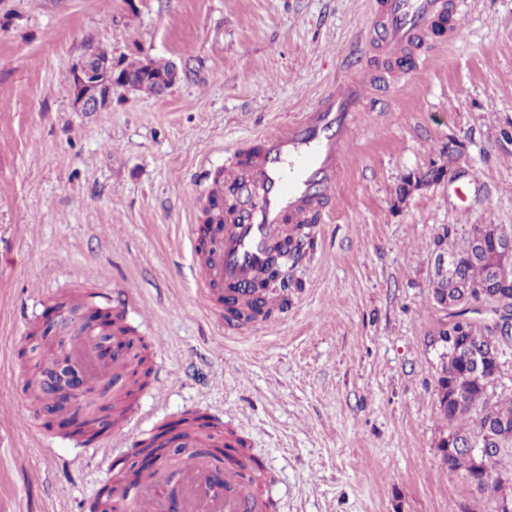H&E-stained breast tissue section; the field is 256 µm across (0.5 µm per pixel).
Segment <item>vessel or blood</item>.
Returning a JSON list of instances; mask_svg holds the SVG:
<instances>
[{
  "instance_id": "obj_1",
  "label": "vessel or blood",
  "mask_w": 512,
  "mask_h": 512,
  "mask_svg": "<svg viewBox=\"0 0 512 512\" xmlns=\"http://www.w3.org/2000/svg\"><path fill=\"white\" fill-rule=\"evenodd\" d=\"M466 4L467 0H375L385 60L398 58L435 23L463 14ZM364 106L360 83L339 82L311 112L262 137L260 151L246 167H239L236 156H228L224 179L212 182L211 195L221 197L225 187L243 184L255 197L248 217L233 213L226 223L213 225L201 257L198 293L216 324H223L224 304L229 301L246 323L256 328L269 325L270 314L281 306L282 291H265L263 311L256 314L248 286L262 275L269 249L284 242L290 229L323 217ZM70 354L85 367L89 386L97 387L100 373L92 338L77 336ZM224 445L223 476H216L206 459L187 462L175 495L160 470L137 473V512H265L262 472L243 465L242 450L234 440L225 439Z\"/></svg>"
}]
</instances>
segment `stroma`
I'll use <instances>...</instances> for the list:
<instances>
[{"label": "stroma", "instance_id": "35a3bbf8", "mask_svg": "<svg viewBox=\"0 0 512 512\" xmlns=\"http://www.w3.org/2000/svg\"><path fill=\"white\" fill-rule=\"evenodd\" d=\"M373 0H0V512H90L134 493L133 439L85 442L28 387L57 303L134 297L129 338L158 428L217 417L275 473V512H457L478 504L442 464L432 243L446 225L512 229V0H468L398 67L365 54ZM113 63H174L166 93L83 111L86 44ZM350 77L360 113L303 284L273 327L226 336L197 293L189 225L228 150L312 109ZM448 181L399 199L407 175Z\"/></svg>", "mask_w": 512, "mask_h": 512}]
</instances>
